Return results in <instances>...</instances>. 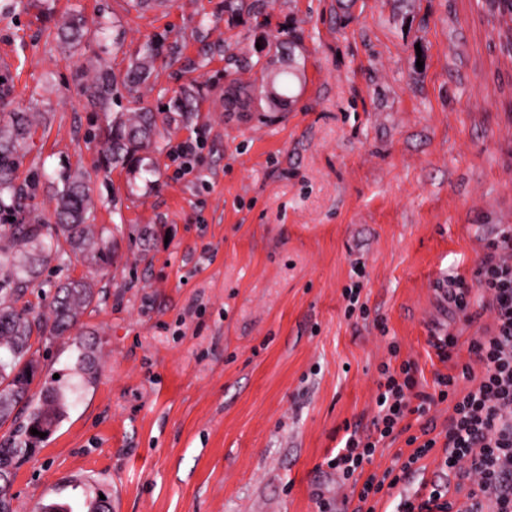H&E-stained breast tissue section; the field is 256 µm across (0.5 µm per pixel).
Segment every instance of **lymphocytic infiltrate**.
Masks as SVG:
<instances>
[{
	"mask_svg": "<svg viewBox=\"0 0 512 512\" xmlns=\"http://www.w3.org/2000/svg\"><path fill=\"white\" fill-rule=\"evenodd\" d=\"M475 284L450 279L448 301L472 321L470 295L479 291L492 324L471 340L469 352L482 366L436 373L433 392L418 388V367L404 360L383 364L376 381V414L368 430L353 429L328 459L341 487L350 488L344 504L351 512H377L386 498H398L396 512H512V227L502 228L486 245ZM449 403L446 425L433 407ZM417 416L419 435L409 432ZM404 439L406 448L383 471L372 470L386 443ZM433 459L442 478L424 481L413 494L404 488Z\"/></svg>",
	"mask_w": 512,
	"mask_h": 512,
	"instance_id": "f902f5d3",
	"label": "lymphocytic infiltrate"
}]
</instances>
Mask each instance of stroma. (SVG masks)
<instances>
[{
    "mask_svg": "<svg viewBox=\"0 0 512 512\" xmlns=\"http://www.w3.org/2000/svg\"><path fill=\"white\" fill-rule=\"evenodd\" d=\"M71 16L87 29L73 45L57 35ZM291 39L297 104L230 109L259 46ZM149 41L138 99L93 103L96 76ZM0 84V110L36 120L16 172L40 176L32 217L53 222L75 171L116 248L106 268L51 263L25 296L39 307L67 278L97 291L71 334L33 344L32 394L55 380L71 406L18 467L13 512L101 495L112 512H318L343 495L327 460L369 425L390 342L429 393L471 362L489 314L475 291L465 322L444 291L512 225V59L481 0H0ZM135 110L156 114L160 149L104 169L103 130ZM356 284L365 317L345 311ZM448 332L445 364L430 340Z\"/></svg>",
    "mask_w": 512,
    "mask_h": 512,
    "instance_id": "stroma-1",
    "label": "stroma"
}]
</instances>
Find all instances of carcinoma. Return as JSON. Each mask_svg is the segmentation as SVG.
I'll return each mask as SVG.
<instances>
[{
  "mask_svg": "<svg viewBox=\"0 0 512 512\" xmlns=\"http://www.w3.org/2000/svg\"><path fill=\"white\" fill-rule=\"evenodd\" d=\"M156 51L155 43H146L143 59L132 62L120 82L111 73L99 75L92 85L93 97L105 103L123 89L133 91L147 77L145 59L154 57ZM253 67L266 77V82L259 91L253 84H239L238 98L250 99L258 91L274 106L290 101L294 82L302 81L304 73V64L294 59L285 68L270 69L259 56ZM32 128L33 122L25 112H10L8 118H0V216L6 220L0 224L1 299L23 297L42 266L52 261H69L73 254L88 256L99 266L112 264V241L104 238V229L90 223L91 197L82 180L66 174L61 177L63 188L54 224H29L20 217L26 208L25 201L34 195L38 186L36 177L30 180L27 190L14 184L17 147L31 137ZM159 136L154 113L135 112L121 117L106 131V162L122 164L136 149L159 144ZM61 239L69 245L70 251L60 249ZM95 296L92 282L72 280L45 296L42 310L35 315L28 309L0 307V424L9 420L17 404L24 402L28 408L24 423L0 442V474L3 475L0 512H11L5 477L42 441L31 429L50 432L70 407L67 395L56 385L44 387L37 397L30 395L38 363L31 352L33 327L47 331L52 338L60 336L77 324L79 315L93 303ZM77 350V369L85 381L91 382L95 373L91 344L80 341Z\"/></svg>",
  "mask_w": 512,
  "mask_h": 512,
  "instance_id": "carcinoma-1",
  "label": "carcinoma"
}]
</instances>
